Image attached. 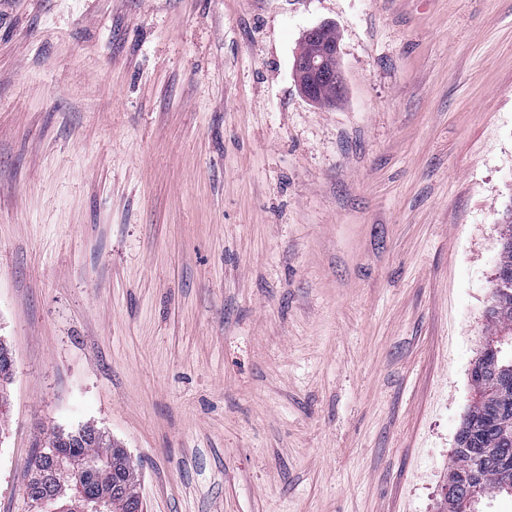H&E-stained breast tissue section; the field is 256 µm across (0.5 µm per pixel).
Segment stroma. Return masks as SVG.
Listing matches in <instances>:
<instances>
[{
    "instance_id": "35a3bbf8",
    "label": "stroma",
    "mask_w": 512,
    "mask_h": 512,
    "mask_svg": "<svg viewBox=\"0 0 512 512\" xmlns=\"http://www.w3.org/2000/svg\"><path fill=\"white\" fill-rule=\"evenodd\" d=\"M511 211L512 0H0V512L86 424L145 512H440ZM326 27V30L324 31ZM319 33L322 39L320 41V50L316 55H309L307 44L301 45L296 55L295 64L302 68V74L306 76V80L302 83L303 93L312 94L316 86L320 83L330 82L335 85L338 83L339 77L336 74V65H338V36L334 26L320 25ZM336 44V49L334 45ZM334 61L336 65L334 66Z\"/></svg>"
}]
</instances>
